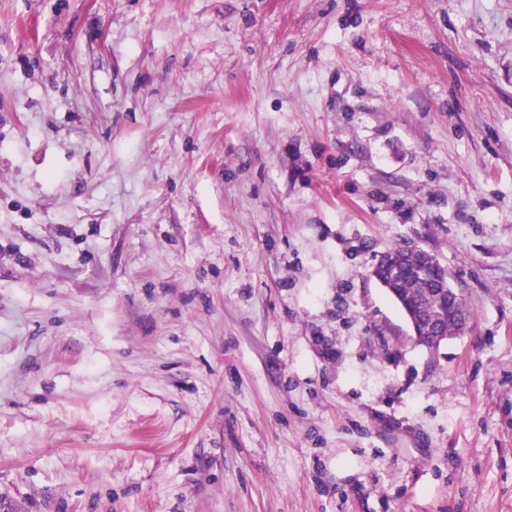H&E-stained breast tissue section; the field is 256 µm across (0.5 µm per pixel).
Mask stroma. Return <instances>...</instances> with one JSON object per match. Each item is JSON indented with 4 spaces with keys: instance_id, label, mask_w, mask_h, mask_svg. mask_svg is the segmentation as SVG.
Returning <instances> with one entry per match:
<instances>
[{
    "instance_id": "35a3bbf8",
    "label": "stroma",
    "mask_w": 512,
    "mask_h": 512,
    "mask_svg": "<svg viewBox=\"0 0 512 512\" xmlns=\"http://www.w3.org/2000/svg\"><path fill=\"white\" fill-rule=\"evenodd\" d=\"M0 512H512V0H0ZM404 256L406 269L397 274L390 271L385 275L386 279L393 282V288L405 305L417 308L429 319L435 320L443 333L448 336L454 335L456 325L448 316L447 304L445 309V303L441 302L429 280L427 270L431 267V257L427 252L416 247L407 249ZM403 260L402 255L386 251L371 270V276L394 298H397V295L384 281L383 273L388 268L398 270L403 267ZM401 310L409 328L410 337L418 345L435 349L448 340V336H444L437 327L427 323L417 311L409 307H403Z\"/></svg>"
}]
</instances>
